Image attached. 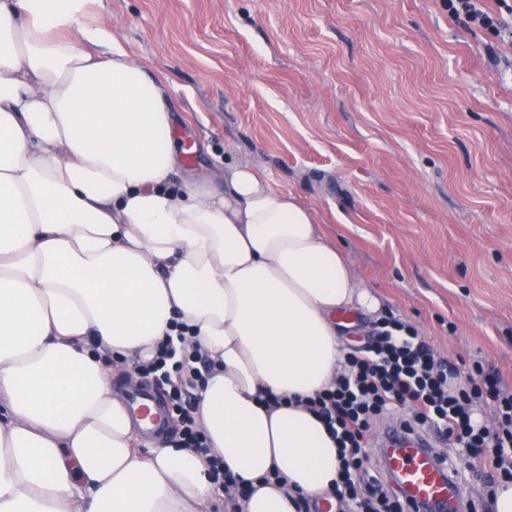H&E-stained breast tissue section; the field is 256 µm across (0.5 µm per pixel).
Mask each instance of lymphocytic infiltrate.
<instances>
[{
	"label": "lymphocytic infiltrate",
	"instance_id": "obj_1",
	"mask_svg": "<svg viewBox=\"0 0 512 512\" xmlns=\"http://www.w3.org/2000/svg\"><path fill=\"white\" fill-rule=\"evenodd\" d=\"M452 18L512 39V0H443ZM167 388L171 417L180 442L207 456L211 476L227 498L237 483L224 462L209 453L195 417L193 394L198 368L177 359L172 346L142 366ZM494 402L496 426L488 428L475 414ZM311 410L340 445V480L332 498L354 502L357 512H404L402 494L390 477L369 467L371 423L386 414L406 416L418 429L440 433L451 456H439L453 477L495 490L498 477L512 480V391L482 367L463 371L440 357L418 331L396 316L372 328L355 354L346 358L334 389L311 402Z\"/></svg>",
	"mask_w": 512,
	"mask_h": 512
}]
</instances>
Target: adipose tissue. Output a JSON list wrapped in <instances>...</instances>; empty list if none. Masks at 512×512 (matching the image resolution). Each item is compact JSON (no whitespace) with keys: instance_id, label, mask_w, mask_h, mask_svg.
Returning <instances> with one entry per match:
<instances>
[{"instance_id":"adipose-tissue-1","label":"adipose tissue","mask_w":512,"mask_h":512,"mask_svg":"<svg viewBox=\"0 0 512 512\" xmlns=\"http://www.w3.org/2000/svg\"><path fill=\"white\" fill-rule=\"evenodd\" d=\"M90 0H0V512H210L224 494L115 384L179 336L197 420L250 493L300 512L338 481L309 401L384 307L315 213L253 168L181 180L166 87Z\"/></svg>"}]
</instances>
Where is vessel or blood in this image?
Returning a JSON list of instances; mask_svg holds the SVG:
<instances>
[{"label":"vessel or blood","mask_w":512,"mask_h":512,"mask_svg":"<svg viewBox=\"0 0 512 512\" xmlns=\"http://www.w3.org/2000/svg\"><path fill=\"white\" fill-rule=\"evenodd\" d=\"M127 402L147 434L158 433L167 424V409L155 392L132 389ZM432 443L430 434L403 418L386 431L382 465L405 496V512H466L468 492L437 462Z\"/></svg>","instance_id":"b4317fda"}]
</instances>
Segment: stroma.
<instances>
[{"label": "stroma", "instance_id": "1", "mask_svg": "<svg viewBox=\"0 0 512 512\" xmlns=\"http://www.w3.org/2000/svg\"><path fill=\"white\" fill-rule=\"evenodd\" d=\"M169 86L182 176L265 170L442 357L512 390V42L442 0H93Z\"/></svg>", "mask_w": 512, "mask_h": 512}]
</instances>
